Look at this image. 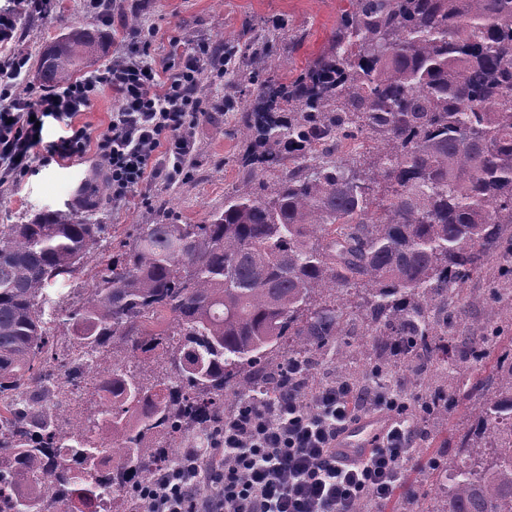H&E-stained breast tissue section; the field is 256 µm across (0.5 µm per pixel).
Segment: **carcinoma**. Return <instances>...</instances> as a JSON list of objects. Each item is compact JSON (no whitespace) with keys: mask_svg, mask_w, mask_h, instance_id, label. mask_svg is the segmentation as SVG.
Here are the masks:
<instances>
[{"mask_svg":"<svg viewBox=\"0 0 512 512\" xmlns=\"http://www.w3.org/2000/svg\"><path fill=\"white\" fill-rule=\"evenodd\" d=\"M227 48L250 60L238 163L250 178L204 224H143L99 258L104 225L41 213L0 227V512H112L187 440L204 442L228 402L294 392L312 408L314 368L374 385L422 433L464 405L455 451L432 464L420 512H512V330L498 291L465 292L490 259L512 279V0H348L328 47L294 79L269 58L276 36ZM102 34L72 24L41 56L47 87L94 65ZM343 138L376 154L328 160ZM293 167L273 184L254 176ZM96 262L72 303L59 357L45 287ZM482 311L460 339L472 375L448 361L443 325ZM421 414L395 385L426 365ZM107 402L72 412L61 379Z\"/></svg>","mask_w":512,"mask_h":512,"instance_id":"cac0c4a2","label":"carcinoma"}]
</instances>
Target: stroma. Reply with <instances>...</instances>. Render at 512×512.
I'll return each mask as SVG.
<instances>
[{
	"label": "stroma",
	"instance_id": "35a3bbf8",
	"mask_svg": "<svg viewBox=\"0 0 512 512\" xmlns=\"http://www.w3.org/2000/svg\"><path fill=\"white\" fill-rule=\"evenodd\" d=\"M60 4L59 15L42 20L21 17L17 37L0 45V55H28V80H36L43 51L74 23L103 32L100 65H108L124 51L121 29L112 28L88 12L84 0H60ZM345 4L346 0H112L116 20L132 28L155 27L153 47L159 51L174 36L189 34L196 40L241 45L261 29L278 28L271 64L276 76L285 82L296 77L327 45ZM203 82L204 116L193 129L197 152L185 182L153 186L148 199L136 200L134 205L118 210L107 204L92 215L84 206V194L72 192L73 180L80 171L85 172L88 186H95L100 173L91 159L60 165L38 161L19 185L0 190V225L18 224L43 212H59L76 220L91 216L107 227L100 251L109 256L132 242L139 225L160 221L203 223L211 211L223 207L225 192L247 178L245 169L237 163L246 146L239 112L242 85L240 81L224 79L215 68L205 73ZM91 276V270L84 267L73 275L57 277L46 289L45 317L58 338L59 353L68 352L72 334L64 323L62 300L75 296L78 289L90 287ZM459 421V409H451L443 432L431 430L423 434L419 445L426 448V459L408 469L405 491L422 496L431 490L430 461L447 455Z\"/></svg>",
	"mask_w": 512,
	"mask_h": 512
}]
</instances>
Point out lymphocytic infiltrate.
I'll return each instance as SVG.
<instances>
[{
  "label": "lymphocytic infiltrate",
  "instance_id": "f902f5d3",
  "mask_svg": "<svg viewBox=\"0 0 512 512\" xmlns=\"http://www.w3.org/2000/svg\"><path fill=\"white\" fill-rule=\"evenodd\" d=\"M124 54L68 84L27 82L28 58L0 59V184L17 183L32 168L40 143L37 123L54 114L71 134L51 146V157L91 156L108 180L113 208L129 206L156 183L188 179L196 154L192 132L201 117L199 87L216 59L212 43L185 47L170 39L163 56L151 52L152 34L125 29ZM117 106L101 133L75 122L101 88ZM305 410L292 396L245 403L213 430L205 450L190 448L138 485L143 512H353L363 498L388 499L402 483L413 434L383 392L325 384ZM392 415V424L368 459L336 460V436L364 412Z\"/></svg>",
  "mask_w": 512,
  "mask_h": 512
}]
</instances>
